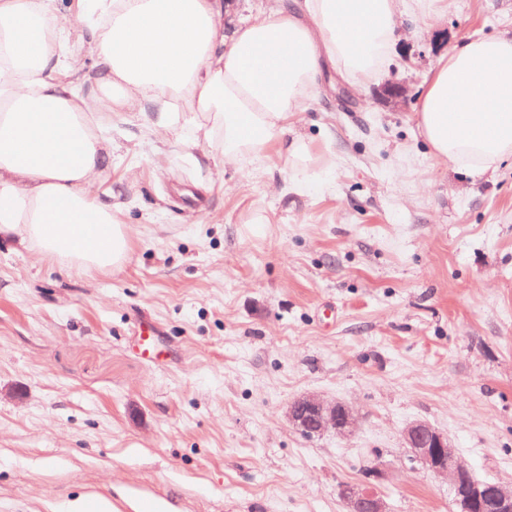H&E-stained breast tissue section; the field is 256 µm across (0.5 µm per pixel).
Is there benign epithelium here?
Here are the masks:
<instances>
[{
  "mask_svg": "<svg viewBox=\"0 0 512 512\" xmlns=\"http://www.w3.org/2000/svg\"><path fill=\"white\" fill-rule=\"evenodd\" d=\"M288 420L308 437L318 436L329 429L346 435L357 424L346 404L327 402L314 395L291 401ZM403 444L427 471L448 481L461 512H512V487L498 482L474 481L471 469L457 455L448 436L431 424L425 421L409 423L403 430ZM340 494L346 500L349 512H387L382 497L370 487L343 485Z\"/></svg>",
  "mask_w": 512,
  "mask_h": 512,
  "instance_id": "obj_1",
  "label": "benign epithelium"
}]
</instances>
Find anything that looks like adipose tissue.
Here are the masks:
<instances>
[{"instance_id": "ef3b65f1", "label": "adipose tissue", "mask_w": 512, "mask_h": 512, "mask_svg": "<svg viewBox=\"0 0 512 512\" xmlns=\"http://www.w3.org/2000/svg\"><path fill=\"white\" fill-rule=\"evenodd\" d=\"M0 0V232L68 269L122 266L129 226L95 189L112 141L94 118L129 110L151 137L245 166L277 142L308 161L290 119L314 95L323 61L351 79L382 67L399 0L279 4L224 34L221 0ZM95 56L80 75L69 33ZM433 156L474 173L512 158V39L458 43L421 95Z\"/></svg>"}]
</instances>
